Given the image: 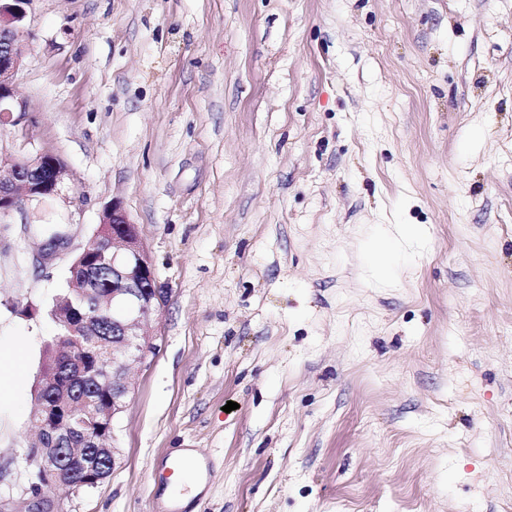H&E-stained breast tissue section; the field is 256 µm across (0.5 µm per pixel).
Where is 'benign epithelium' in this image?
Listing matches in <instances>:
<instances>
[{
	"instance_id": "obj_1",
	"label": "benign epithelium",
	"mask_w": 512,
	"mask_h": 512,
	"mask_svg": "<svg viewBox=\"0 0 512 512\" xmlns=\"http://www.w3.org/2000/svg\"><path fill=\"white\" fill-rule=\"evenodd\" d=\"M32 0H0V121L18 126L25 113L14 107L13 77L23 63L21 37L27 7ZM66 175L64 163L57 157L39 153L25 158L0 157V215L19 203L20 196L38 199L59 193ZM101 223L112 224V244L93 233L74 258L72 265L88 260L92 265L112 267V294L108 305L112 317V354L104 367L89 359L104 352L96 332L103 315L98 307L71 308L63 316L55 309L58 323L66 330V363L77 367L91 381L110 387L92 409L58 400L60 379L40 373L44 405L31 416V428L44 436V443L32 446L25 463L38 484L30 487L26 512H66L52 495L60 487L62 464L77 466L84 474L83 484L96 487L114 469L117 449L108 445L113 437L114 421L124 411L131 392L128 374L142 365L155 350L152 337L143 328L158 315L164 291L158 287L150 252L119 202L114 201ZM67 243L64 235H52L44 245L41 259L50 261ZM78 439L90 449L86 455L69 456L65 442Z\"/></svg>"
}]
</instances>
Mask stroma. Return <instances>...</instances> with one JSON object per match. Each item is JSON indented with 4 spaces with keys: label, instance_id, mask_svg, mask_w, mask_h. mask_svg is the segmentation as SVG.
I'll use <instances>...</instances> for the list:
<instances>
[{
    "label": "stroma",
    "instance_id": "stroma-1",
    "mask_svg": "<svg viewBox=\"0 0 512 512\" xmlns=\"http://www.w3.org/2000/svg\"><path fill=\"white\" fill-rule=\"evenodd\" d=\"M22 49L0 153L67 175L0 216L10 512L49 307L115 200L166 301L65 512H163L179 448L212 463L191 512H512V0H32ZM397 224L426 236L380 281ZM21 350L15 348L1 351L0 349V397L14 391L22 370Z\"/></svg>",
    "mask_w": 512,
    "mask_h": 512
}]
</instances>
